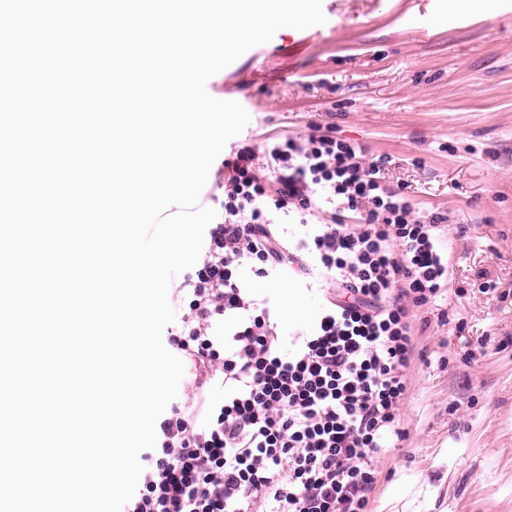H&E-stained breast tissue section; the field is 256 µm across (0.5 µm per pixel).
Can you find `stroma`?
<instances>
[{"instance_id":"stroma-1","label":"stroma","mask_w":512,"mask_h":512,"mask_svg":"<svg viewBox=\"0 0 512 512\" xmlns=\"http://www.w3.org/2000/svg\"><path fill=\"white\" fill-rule=\"evenodd\" d=\"M211 77L239 102V141L320 132L392 159L417 213L448 215L449 288L414 318L407 436L379 460L372 512H512V0H323ZM289 331L315 287L270 277ZM447 311L441 323L439 311Z\"/></svg>"}]
</instances>
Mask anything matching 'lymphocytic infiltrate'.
I'll return each instance as SVG.
<instances>
[{
    "instance_id": "obj_1",
    "label": "lymphocytic infiltrate",
    "mask_w": 512,
    "mask_h": 512,
    "mask_svg": "<svg viewBox=\"0 0 512 512\" xmlns=\"http://www.w3.org/2000/svg\"><path fill=\"white\" fill-rule=\"evenodd\" d=\"M389 163L316 132L222 159L218 218L169 290L187 394L157 421L124 512H369L378 459L405 436L415 313L448 286V216L417 215ZM280 217L308 233L283 237ZM276 273L320 280L313 332H285L256 288Z\"/></svg>"
}]
</instances>
